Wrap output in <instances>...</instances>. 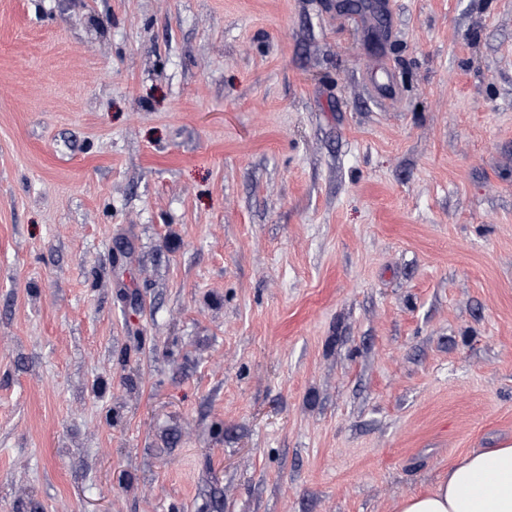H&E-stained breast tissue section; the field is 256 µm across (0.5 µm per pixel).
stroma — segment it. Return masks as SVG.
Returning a JSON list of instances; mask_svg holds the SVG:
<instances>
[{"label":"stroma","mask_w":512,"mask_h":512,"mask_svg":"<svg viewBox=\"0 0 512 512\" xmlns=\"http://www.w3.org/2000/svg\"><path fill=\"white\" fill-rule=\"evenodd\" d=\"M361 2L0 0V512H396L512 443V0Z\"/></svg>","instance_id":"obj_1"}]
</instances>
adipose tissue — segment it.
Returning a JSON list of instances; mask_svg holds the SVG:
<instances>
[{"instance_id": "adipose-tissue-1", "label": "adipose tissue", "mask_w": 512, "mask_h": 512, "mask_svg": "<svg viewBox=\"0 0 512 512\" xmlns=\"http://www.w3.org/2000/svg\"><path fill=\"white\" fill-rule=\"evenodd\" d=\"M400 512H512V444L472 452L434 489L405 498Z\"/></svg>"}]
</instances>
